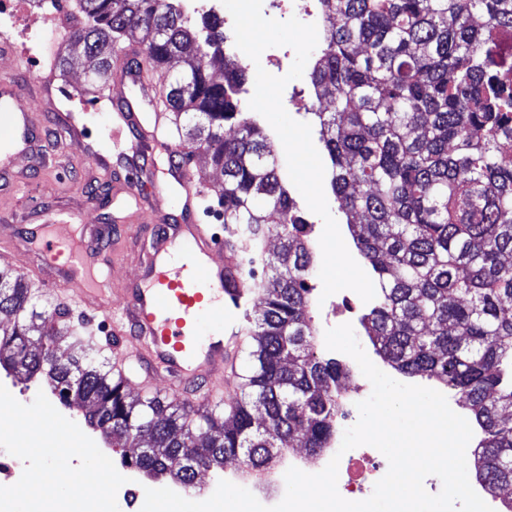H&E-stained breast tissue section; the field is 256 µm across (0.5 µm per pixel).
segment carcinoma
<instances>
[{"label":"carcinoma","instance_id":"carcinoma-1","mask_svg":"<svg viewBox=\"0 0 512 512\" xmlns=\"http://www.w3.org/2000/svg\"><path fill=\"white\" fill-rule=\"evenodd\" d=\"M181 0H78L73 45L106 80L114 49L142 46L147 66L175 58L163 105L177 131L224 173L216 190L243 278L260 313L249 319L239 397L197 408L156 393L131 399L126 374L99 361L88 320L0 266V374L45 385L82 413L104 447L149 481L194 488L202 470L238 461L272 469L284 441L327 447L340 409L337 360L313 352L308 224L277 164L274 136L243 110L246 66L224 57V19L194 26ZM323 48L309 74L328 108L315 113L330 187L375 297L361 324L399 374L455 390L483 438L479 483L512 512V0H322ZM224 61L216 82L196 59ZM235 134L225 136V129ZM276 235L281 251L264 256ZM72 356L56 357V343Z\"/></svg>","mask_w":512,"mask_h":512}]
</instances>
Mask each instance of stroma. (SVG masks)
Segmentation results:
<instances>
[{
  "mask_svg": "<svg viewBox=\"0 0 512 512\" xmlns=\"http://www.w3.org/2000/svg\"><path fill=\"white\" fill-rule=\"evenodd\" d=\"M56 23L41 46L35 47L33 66L20 71L8 59L0 57V77L15 78L23 92L39 84L38 77L51 73L50 98L36 102V116L45 135L42 152L32 158L22 157L16 169L23 180L19 189L0 197V265L22 270L33 256L23 243L28 229L37 218L36 208L55 209L79 216L82 225H104L109 229L107 258L110 262L111 287L119 290L139 280L136 252L150 239L152 223L149 206L122 196V182L127 173L125 161L131 158L132 145L124 135L112 131V108L99 102L100 84L86 76L85 58L71 49V38L79 20L76 0H67L56 14ZM69 54L66 71L52 70L56 53ZM71 114L85 131L84 146L71 145L58 121L59 114ZM109 156V168H102L100 156ZM359 301L353 291H345L343 305L334 309L331 322H324L321 305L310 314L318 334L328 325L351 324L357 341L365 352L373 347L353 308Z\"/></svg>",
  "mask_w": 512,
  "mask_h": 512,
  "instance_id": "1",
  "label": "stroma"
}]
</instances>
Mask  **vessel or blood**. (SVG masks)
Masks as SVG:
<instances>
[{"instance_id":"obj_1","label":"vessel or blood","mask_w":512,"mask_h":512,"mask_svg":"<svg viewBox=\"0 0 512 512\" xmlns=\"http://www.w3.org/2000/svg\"><path fill=\"white\" fill-rule=\"evenodd\" d=\"M100 95L112 103L115 123L136 134L133 176L124 182V193L141 197L147 183L145 159L164 157L169 174L185 191L186 204L203 199L205 181L193 179L187 168L176 162L178 149L167 135L145 129L131 101L114 95L112 86H104ZM43 140L31 100L21 95L15 81L0 82V185L16 186V158L40 149ZM154 201L160 207L155 217L159 229L152 235L149 249L138 256L139 283L122 290L119 309L113 314L116 335L134 336L138 347L116 351L115 357L123 363L137 361L148 380L163 375L179 387L201 380L234 393L237 373L233 356L245 341L241 317L252 297L246 280L238 274V254L222 242L211 225L163 212L164 194H155ZM75 221L72 214H51L41 224L40 251L45 264L40 276L49 286L67 282L80 304L107 309L92 271L103 242L94 232L78 238L65 234L64 226ZM205 313L217 316L219 325L203 340L199 337L200 318Z\"/></svg>"}]
</instances>
